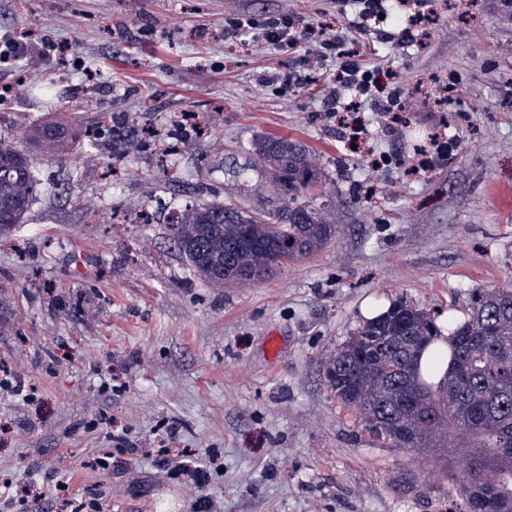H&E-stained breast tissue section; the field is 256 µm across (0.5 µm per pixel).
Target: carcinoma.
<instances>
[{"label": "carcinoma", "instance_id": "carcinoma-1", "mask_svg": "<svg viewBox=\"0 0 512 512\" xmlns=\"http://www.w3.org/2000/svg\"><path fill=\"white\" fill-rule=\"evenodd\" d=\"M84 132L56 120L25 130L27 146L0 141V235L23 223L40 186L32 154H70ZM277 184L288 186V223L268 224L258 214L210 204L194 209L190 224H174L173 241L194 272L217 285L259 280L288 261L315 254L332 234L313 209L298 202L315 175L305 150L286 139L259 151ZM448 370L434 386L421 358L432 337L441 335L427 312L393 304L367 321L325 361L328 386L355 409L377 437L406 449L440 448L448 453V475L457 483L465 512L491 503L512 512V292L480 290L470 315L449 324Z\"/></svg>", "mask_w": 512, "mask_h": 512}]
</instances>
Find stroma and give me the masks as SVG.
Instances as JSON below:
<instances>
[{"label": "stroma", "instance_id": "35a3bbf8", "mask_svg": "<svg viewBox=\"0 0 512 512\" xmlns=\"http://www.w3.org/2000/svg\"><path fill=\"white\" fill-rule=\"evenodd\" d=\"M432 7L424 45L391 46L358 32L346 0H0V46L25 41L0 63L13 88L0 140L71 117L98 136L35 158L41 190L0 236V370L26 390L0 389V476L13 481L0 512H461L433 449L373 435L324 369L368 299L443 325L466 319L476 290L512 291V8ZM277 13L329 25L367 68L396 73L407 126L392 134L368 103L358 113L366 148L392 166L370 167L328 115L335 63L283 92L263 81L294 59L253 30L224 32ZM46 41L57 49L42 59ZM443 87L451 109L421 111ZM189 114L197 136L170 154L145 146ZM435 132L459 149L409 172ZM272 138L306 149V201L335 234L265 279L207 282L168 213L224 203L283 223L289 195L258 153Z\"/></svg>", "mask_w": 512, "mask_h": 512}]
</instances>
